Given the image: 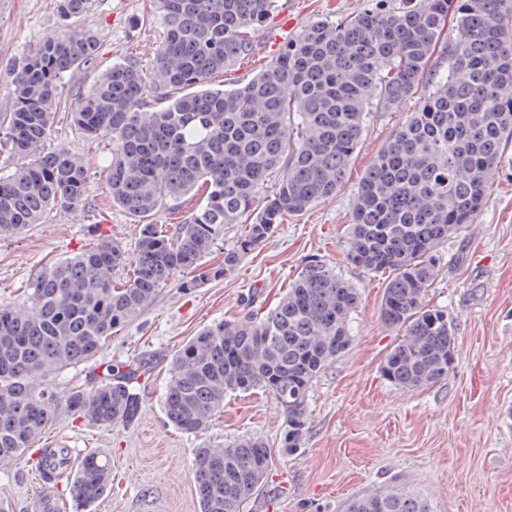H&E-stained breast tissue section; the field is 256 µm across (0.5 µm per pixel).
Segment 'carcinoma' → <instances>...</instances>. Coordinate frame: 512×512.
Listing matches in <instances>:
<instances>
[{
    "instance_id": "obj_1",
    "label": "carcinoma",
    "mask_w": 512,
    "mask_h": 512,
    "mask_svg": "<svg viewBox=\"0 0 512 512\" xmlns=\"http://www.w3.org/2000/svg\"><path fill=\"white\" fill-rule=\"evenodd\" d=\"M156 3L166 33L153 69L112 64L70 111L83 134L112 141L106 183L112 204L141 222L135 252L99 234L39 272L21 303L0 306L1 465L53 422L60 374L96 361L162 287L212 251L228 225H245L236 245L180 287L190 291L233 271L274 225L340 192L371 105L388 110L415 93L417 111L360 182L346 255L370 273H388L380 318L402 339L384 359V379L415 390L453 366L448 312L425 305V297L441 247L483 209L512 141V0H395L334 22L315 20L233 89L213 88L211 79L253 53L252 33L279 0ZM90 7L91 0H60L68 32L47 36L10 72L15 105L0 115V152L33 153L61 108L56 91L65 74L96 68V35L74 26ZM88 191L78 157H37L0 177V237L83 202ZM199 191L202 203L174 231L149 221ZM358 305L357 289L335 269L310 262L274 307L211 324L176 352L163 401L168 420L200 433L225 397L262 388L285 418L282 451L294 452L308 430L312 384L351 346ZM134 377L129 364H106L93 389L70 388L69 412L102 427L131 422L140 405ZM271 463L270 449L251 436L197 449L202 512H246ZM111 480L110 463L89 452L70 494L91 506ZM344 512L433 509L414 493L386 489L350 500Z\"/></svg>"
}]
</instances>
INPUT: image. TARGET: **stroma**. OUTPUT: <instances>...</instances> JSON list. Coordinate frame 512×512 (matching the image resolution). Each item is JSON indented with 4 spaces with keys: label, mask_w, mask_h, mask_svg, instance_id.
Wrapping results in <instances>:
<instances>
[{
    "label": "stroma",
    "mask_w": 512,
    "mask_h": 512,
    "mask_svg": "<svg viewBox=\"0 0 512 512\" xmlns=\"http://www.w3.org/2000/svg\"><path fill=\"white\" fill-rule=\"evenodd\" d=\"M376 0H279L297 20L289 38L311 21H333L374 7ZM58 0H0V113L14 106L7 72L61 28ZM79 27L96 33L101 67L131 61L147 67L163 39L154 0H92ZM418 96L385 110L371 106L361 142L336 196L275 225L270 237L223 278L186 291L164 286L146 310L105 347L101 362L156 361L134 381L136 418L101 427L72 415L68 375L56 380L54 423L20 458L0 465V501L10 512H42L50 497L59 512H140L154 500L165 512H201L193 479L196 449L241 436L262 439L272 467L248 512H343L346 502L372 491L406 489L434 512H512V143L505 146L487 202L474 224L441 250L428 306L446 310L455 329V360L446 378L417 390L399 389L381 374L399 335L380 319L387 283L346 258L345 231L365 169L391 133L418 106ZM42 153L76 154L87 173L86 200L51 211L46 221L0 238V303L46 264L81 251L96 231L134 250L139 222L113 205L104 168L106 139L84 137L67 111L54 115ZM313 260L334 267L358 289L350 348L328 365L310 393V420L301 448L280 451L285 420L272 394L237 393L198 434L168 423L163 396L175 352L204 327L274 305ZM47 448L95 450L112 466V482L95 504L74 501L69 477L49 481L38 462Z\"/></svg>",
    "instance_id": "obj_1"
}]
</instances>
